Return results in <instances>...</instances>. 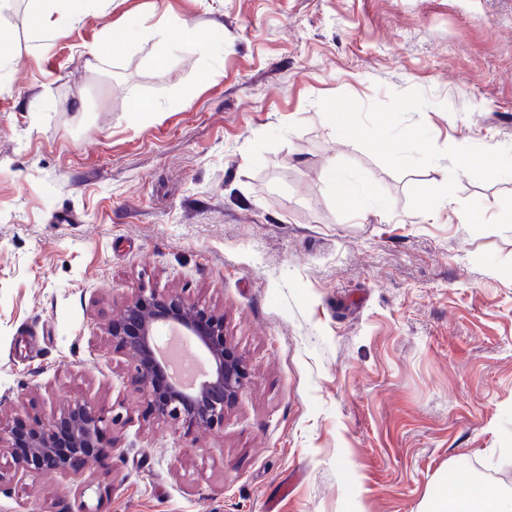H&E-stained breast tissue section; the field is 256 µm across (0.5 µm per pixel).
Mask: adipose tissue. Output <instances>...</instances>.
Listing matches in <instances>:
<instances>
[{
  "label": "adipose tissue",
  "instance_id": "1",
  "mask_svg": "<svg viewBox=\"0 0 512 512\" xmlns=\"http://www.w3.org/2000/svg\"><path fill=\"white\" fill-rule=\"evenodd\" d=\"M421 512H512V491L491 483L476 490L465 479L454 493H437L426 499Z\"/></svg>",
  "mask_w": 512,
  "mask_h": 512
}]
</instances>
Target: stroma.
<instances>
[{"label": "stroma", "mask_w": 512, "mask_h": 512, "mask_svg": "<svg viewBox=\"0 0 512 512\" xmlns=\"http://www.w3.org/2000/svg\"><path fill=\"white\" fill-rule=\"evenodd\" d=\"M179 23L194 40L161 48ZM1 25L0 402L122 422L112 456L0 481V512H418L463 471L512 489V175L456 150L512 152V0H91L48 35L15 0ZM336 105L357 137L325 125ZM332 163L377 206L349 211ZM135 288L223 311L250 368L223 429L180 443L147 414L105 335ZM464 155V170L470 171L477 168L489 180H493L505 173L512 172V153L496 151L495 158L492 162H488L485 157H474L464 146L459 150Z\"/></svg>", "instance_id": "1"}]
</instances>
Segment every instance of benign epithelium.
Returning <instances> with one entry per match:
<instances>
[{"instance_id":"benign-epithelium-1","label":"benign epithelium","mask_w":512,"mask_h":512,"mask_svg":"<svg viewBox=\"0 0 512 512\" xmlns=\"http://www.w3.org/2000/svg\"><path fill=\"white\" fill-rule=\"evenodd\" d=\"M162 324L186 330L210 357L209 378L191 391L169 379L154 353ZM105 335L127 356L154 419L175 435L182 428H223L247 387V363L224 336V315L177 293L155 288L132 292ZM119 420L120 415L110 416L81 399L47 420L35 414L25 425L11 422L0 409V481L8 475L62 474L77 459L112 454L114 443L103 437Z\"/></svg>"}]
</instances>
